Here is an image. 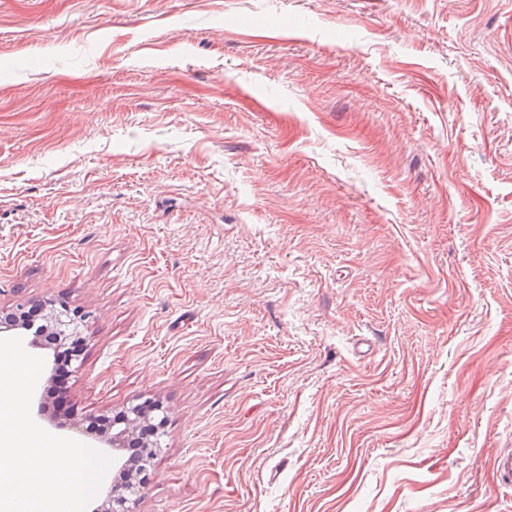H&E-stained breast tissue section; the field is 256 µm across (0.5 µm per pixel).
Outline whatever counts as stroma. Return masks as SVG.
<instances>
[{
    "label": "stroma",
    "mask_w": 512,
    "mask_h": 512,
    "mask_svg": "<svg viewBox=\"0 0 512 512\" xmlns=\"http://www.w3.org/2000/svg\"><path fill=\"white\" fill-rule=\"evenodd\" d=\"M31 413L162 404L136 512H512V0H0ZM44 324L42 330L54 338L58 347L80 338V327L84 321L78 311L71 310L64 304H49L44 308ZM75 311V313L73 312Z\"/></svg>",
    "instance_id": "1"
}]
</instances>
